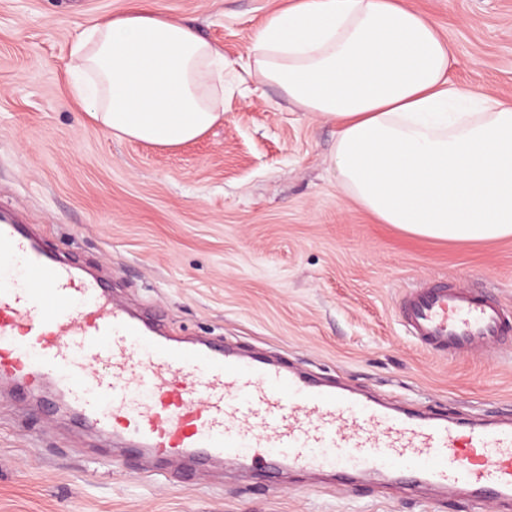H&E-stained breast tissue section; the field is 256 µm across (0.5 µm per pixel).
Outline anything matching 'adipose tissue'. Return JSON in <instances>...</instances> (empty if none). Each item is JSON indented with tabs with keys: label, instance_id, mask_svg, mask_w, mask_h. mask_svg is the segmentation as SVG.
I'll use <instances>...</instances> for the list:
<instances>
[{
	"label": "adipose tissue",
	"instance_id": "ef3b65f1",
	"mask_svg": "<svg viewBox=\"0 0 512 512\" xmlns=\"http://www.w3.org/2000/svg\"><path fill=\"white\" fill-rule=\"evenodd\" d=\"M452 44L402 0H295L243 70L335 125L333 171L379 223L448 242L512 238V105L453 84ZM73 99L120 139L165 147L224 119V55L181 21L117 15L74 39Z\"/></svg>",
	"mask_w": 512,
	"mask_h": 512
}]
</instances>
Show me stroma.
<instances>
[{"mask_svg":"<svg viewBox=\"0 0 512 512\" xmlns=\"http://www.w3.org/2000/svg\"><path fill=\"white\" fill-rule=\"evenodd\" d=\"M455 49L453 83L512 102V0H403ZM291 0H0V212L171 335L222 340L328 385L458 418L512 417V341L441 356L408 336L405 299L447 281L512 313V239L448 243L378 223L329 171L336 128L313 121L238 62ZM147 8L219 46L224 119L175 148L95 126L65 80L74 37ZM50 390L0 396V512H496L377 479L352 487L233 465L147 477L108 453Z\"/></svg>","mask_w":512,"mask_h":512,"instance_id":"obj_1","label":"stroma"}]
</instances>
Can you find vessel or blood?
Segmentation results:
<instances>
[{
    "label": "vessel or blood",
    "mask_w": 512,
    "mask_h": 512,
    "mask_svg": "<svg viewBox=\"0 0 512 512\" xmlns=\"http://www.w3.org/2000/svg\"><path fill=\"white\" fill-rule=\"evenodd\" d=\"M403 317L426 348L451 355L512 325L498 301L463 287L413 294ZM50 383L87 429L171 461H242L342 477L374 473L402 489L465 490L512 512V420L395 412L324 388L212 341L164 335L12 223L0 224V378Z\"/></svg>",
    "instance_id": "obj_1"
}]
</instances>
